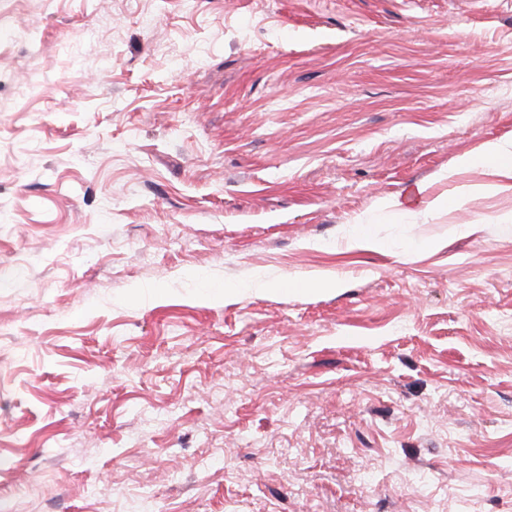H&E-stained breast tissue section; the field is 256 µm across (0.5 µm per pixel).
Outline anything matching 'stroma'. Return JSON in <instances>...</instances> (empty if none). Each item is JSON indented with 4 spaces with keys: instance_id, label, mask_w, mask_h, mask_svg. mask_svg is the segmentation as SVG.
<instances>
[{
    "instance_id": "1",
    "label": "stroma",
    "mask_w": 512,
    "mask_h": 512,
    "mask_svg": "<svg viewBox=\"0 0 512 512\" xmlns=\"http://www.w3.org/2000/svg\"><path fill=\"white\" fill-rule=\"evenodd\" d=\"M499 139L512 0H0V512H512ZM480 170L481 174L487 177L480 182L464 184L454 187L448 195H441L432 200H421L422 189H418V196L414 201L408 203H419L423 205V212H431L444 208L461 207L467 198L474 194H494L499 191L502 185L497 182L499 178L512 180V140H496L485 144L480 154L458 157L453 169L448 170L442 178L448 181L464 171Z\"/></svg>"
}]
</instances>
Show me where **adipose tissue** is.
Here are the masks:
<instances>
[{
	"instance_id": "ef3b65f1",
	"label": "adipose tissue",
	"mask_w": 512,
	"mask_h": 512,
	"mask_svg": "<svg viewBox=\"0 0 512 512\" xmlns=\"http://www.w3.org/2000/svg\"><path fill=\"white\" fill-rule=\"evenodd\" d=\"M474 169L481 172L482 181L454 187L448 194L424 202V211L462 206L467 198L474 194L497 193L500 189V179L512 180V140L491 141L485 144L478 155L458 157L454 168L448 171L447 176L452 179L458 173Z\"/></svg>"
}]
</instances>
